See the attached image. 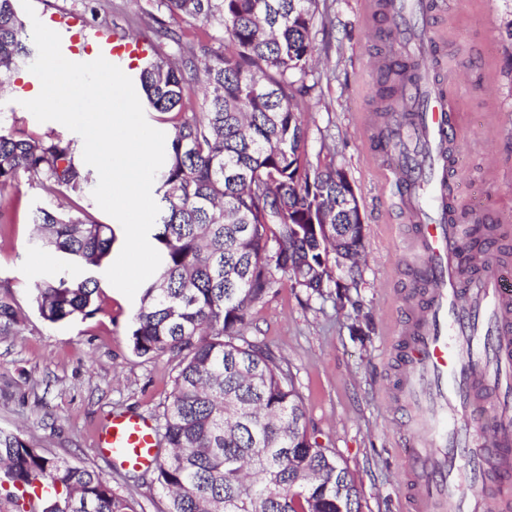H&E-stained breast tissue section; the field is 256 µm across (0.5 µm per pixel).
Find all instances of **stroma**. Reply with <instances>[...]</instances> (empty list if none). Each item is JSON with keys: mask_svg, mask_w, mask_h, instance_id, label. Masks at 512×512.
I'll return each mask as SVG.
<instances>
[{"mask_svg": "<svg viewBox=\"0 0 512 512\" xmlns=\"http://www.w3.org/2000/svg\"><path fill=\"white\" fill-rule=\"evenodd\" d=\"M428 21L445 70L461 83L451 101L463 117L457 147L455 200L459 211L512 218V0H431ZM40 20L55 13L80 17L88 32L116 31L157 43V30H188L180 18L151 12L148 0H32ZM366 0H319L312 37L316 62L301 115L310 162L335 161L357 196L366 252L342 301L308 296L282 281L251 310L248 339L287 365L306 412L307 429L335 452L357 486L361 512H407L402 408L388 399L401 365L398 331L425 300L410 250L407 213L384 169L394 146L377 140L383 119L374 65L393 29ZM0 125L17 132L81 137L56 122H38L23 106L35 84L28 65L0 75ZM45 196L20 175L0 189L14 216L0 239V283L19 320L0 332V429L22 432L45 456L94 470L135 512H164L153 468L131 469L94 450L96 429L115 413L158 423L170 398L175 363L141 357L130 341L138 300L101 279L103 309L86 319L50 324L30 303L34 283L59 269L56 254L33 241L30 215Z\"/></svg>", "mask_w": 512, "mask_h": 512, "instance_id": "obj_1", "label": "stroma"}]
</instances>
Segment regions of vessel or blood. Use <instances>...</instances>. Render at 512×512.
<instances>
[{"mask_svg": "<svg viewBox=\"0 0 512 512\" xmlns=\"http://www.w3.org/2000/svg\"><path fill=\"white\" fill-rule=\"evenodd\" d=\"M390 13L404 25V51L432 52L433 36L414 32L402 0H395ZM48 27L69 33L62 54L72 62H86L91 54L115 64L148 56L140 40L99 34L84 42L73 15L52 17ZM421 110L424 142L413 144L390 169L416 225L417 256L431 279L425 307L411 313L403 329L405 369L397 387L407 410L403 434L410 504L413 512H428L436 504L447 505L448 512H504L512 506V406L502 401L499 383L512 379V289L503 277L506 265L494 253L473 252L478 272L472 276L460 263L469 227L448 213L460 119L448 103L447 87L427 81ZM478 402L495 415L493 434L468 424ZM94 443L131 468L151 465L155 458V430L136 415L112 416ZM464 480L475 495L461 494Z\"/></svg>", "mask_w": 512, "mask_h": 512, "instance_id": "b4317fda", "label": "vessel or blood"}]
</instances>
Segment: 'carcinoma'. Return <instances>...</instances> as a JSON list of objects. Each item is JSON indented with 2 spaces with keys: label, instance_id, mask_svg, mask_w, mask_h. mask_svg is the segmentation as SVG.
Wrapping results in <instances>:
<instances>
[{
  "label": "carcinoma",
  "instance_id": "obj_1",
  "mask_svg": "<svg viewBox=\"0 0 512 512\" xmlns=\"http://www.w3.org/2000/svg\"><path fill=\"white\" fill-rule=\"evenodd\" d=\"M318 2L158 0L199 23L190 40L164 31L177 53L159 47L137 73L148 107L173 129L152 233L161 264L131 324L137 355L178 359L154 463L167 512H360L354 480L308 434L290 371L244 336L252 307L279 278L324 297L328 253L354 265L365 251L358 208H329L352 193L345 172L332 161L314 166L304 152ZM26 36L17 0H0V71L29 56ZM391 46L377 77L388 112L424 71L420 58ZM22 173L68 200L66 209L41 204L31 213L36 245L65 261L35 283L31 304L51 324L90 317L102 310L95 273L115 239L82 205L91 172L72 141L0 125V185ZM492 228L470 220L469 247L483 248ZM17 321L1 295L0 328ZM7 486L12 512H134L95 471L1 429Z\"/></svg>",
  "mask_w": 512,
  "mask_h": 512
}]
</instances>
